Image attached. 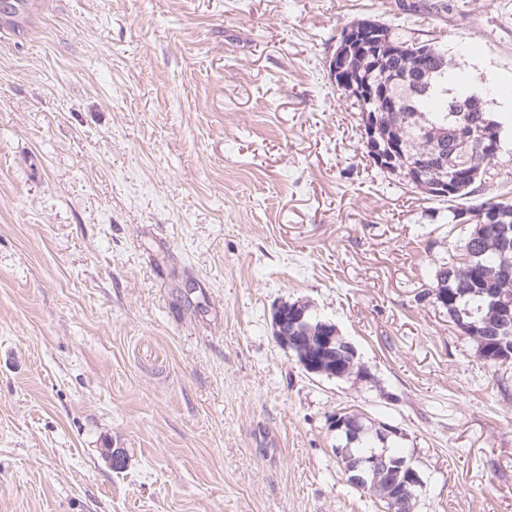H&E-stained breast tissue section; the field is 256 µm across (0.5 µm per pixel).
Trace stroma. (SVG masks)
<instances>
[{"label":"stroma","instance_id":"obj_1","mask_svg":"<svg viewBox=\"0 0 512 512\" xmlns=\"http://www.w3.org/2000/svg\"><path fill=\"white\" fill-rule=\"evenodd\" d=\"M369 17L512 86V0H0V512H380L339 412L415 512H512V365L428 294L463 232L330 76ZM289 303L366 375L306 372ZM363 37L364 30L358 29V27L346 26L341 30L336 40L335 52L329 63L333 77H340L343 73L349 75L347 71L353 54L357 51H364L370 46L362 42ZM373 113L374 112L365 111L363 122L364 142L369 154L379 166L384 167V171L391 172L393 175H398L406 180H420V165L417 167L414 165L401 166L399 163L398 166H394L396 156L393 152L392 145L385 140L386 145L382 148L381 143L375 137L377 129L375 125V115ZM288 309H284L282 306L278 307L275 311V333L278 337L279 341L291 352V354L297 359L299 362L300 356H299V348H296L295 346L289 345L288 346V337L289 340L293 336V342L296 343L297 346H301L303 341L300 338H297L296 336H306L303 334V332L300 330L299 334L296 335L297 330L294 331L291 335H289V330L291 329V325L288 323V317H292V322L298 323L302 322L303 325L308 327V330L310 332L313 330L315 331L314 335L320 332V327L323 326L324 320L318 319V318H312L309 314L306 313L305 317V311H301L299 307H295L294 310H292L289 314ZM288 314V315H287ZM288 326V330H287ZM316 336V335H315ZM337 451L342 454L348 462V467L345 461L342 459V462L345 464L346 471H354L356 473V481L361 484H364L365 487L368 485L367 489L363 490L374 498L377 497L379 502L382 505L383 512H414L416 500H415V490L416 487L408 484L405 489L412 494L411 498V510L408 501L403 502L404 508L399 510L398 508L391 509V505L389 503H394V506H399L402 501V491L404 489L403 486H400L399 479L401 473V467L394 468L390 467L384 457L374 456V457H355L353 456L349 448H337ZM372 474V484H378L382 479L383 482L387 483L390 486V491L392 495L385 494V500L389 503H385L379 499L377 493L378 490L374 489L371 484H368L366 477Z\"/></svg>","mask_w":512,"mask_h":512}]
</instances>
